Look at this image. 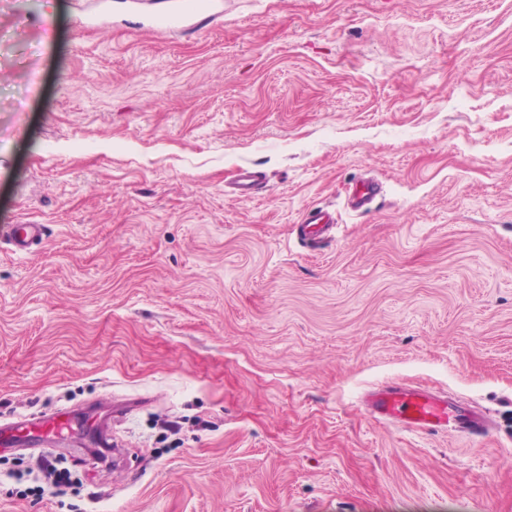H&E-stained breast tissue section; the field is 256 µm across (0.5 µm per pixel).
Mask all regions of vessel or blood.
<instances>
[{
  "mask_svg": "<svg viewBox=\"0 0 512 512\" xmlns=\"http://www.w3.org/2000/svg\"><path fill=\"white\" fill-rule=\"evenodd\" d=\"M222 13L221 0H169L166 9L151 16L147 25L168 34H194L206 29ZM328 222L329 215L324 209H309L303 217L301 234L317 240ZM42 238V227L38 224L15 225L9 234L11 244L21 253L29 252ZM363 404L369 415L381 423L444 433L464 431L474 436L486 433L482 414L462 407L448 395L426 389L385 384L369 390ZM85 433L96 441L111 436L112 431L106 422L91 423L61 410H50L13 426L0 425V446L12 448L26 442L64 440Z\"/></svg>",
  "mask_w": 512,
  "mask_h": 512,
  "instance_id": "obj_1",
  "label": "vessel or blood"
}]
</instances>
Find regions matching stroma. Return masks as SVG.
I'll list each match as a JSON object with an SVG mask.
<instances>
[{
  "instance_id": "1",
  "label": "stroma",
  "mask_w": 512,
  "mask_h": 512,
  "mask_svg": "<svg viewBox=\"0 0 512 512\" xmlns=\"http://www.w3.org/2000/svg\"><path fill=\"white\" fill-rule=\"evenodd\" d=\"M106 2L0 0V232L44 227L0 242V424L116 415L103 461L53 445L59 499L0 449V512H512V0H224L186 36ZM383 382L489 432L377 423ZM329 215L323 208H311L304 217L301 224V234L305 239L316 241L319 239L329 225ZM42 231L40 224H17L11 229L9 240L16 251L27 253L42 241Z\"/></svg>"
}]
</instances>
